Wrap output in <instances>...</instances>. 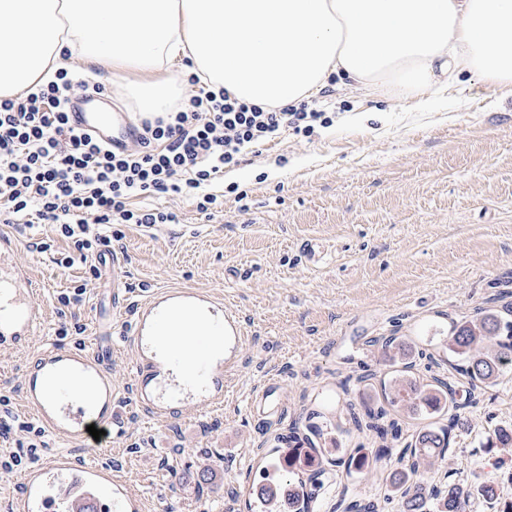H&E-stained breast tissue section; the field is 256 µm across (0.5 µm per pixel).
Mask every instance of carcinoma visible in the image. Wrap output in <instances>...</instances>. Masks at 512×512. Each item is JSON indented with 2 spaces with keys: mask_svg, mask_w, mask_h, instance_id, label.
Instances as JSON below:
<instances>
[{
  "mask_svg": "<svg viewBox=\"0 0 512 512\" xmlns=\"http://www.w3.org/2000/svg\"><path fill=\"white\" fill-rule=\"evenodd\" d=\"M442 352L454 359L453 368L471 385L494 387L512 370V321L508 320L506 312L495 308L484 310L476 318L457 319L451 323L448 343L442 347ZM384 391L388 404L394 409L413 415L424 412L448 417L446 427L422 428L400 453L407 464L389 477L391 496L400 504V512H467L471 498L477 495L493 508L502 505L500 512H512V501L501 503L499 488L505 464L501 456L494 460L489 477L476 490L455 482L437 485L428 481L429 471L440 467L446 457L452 433L471 429V422L465 415L470 400L454 399L453 386L443 379L422 384L407 373L393 376L384 385ZM349 414L354 425L376 430L383 440L388 436V428H398L394 420L387 428L379 424L388 416L382 406L363 413L352 406ZM485 445L511 453L512 426L494 427L486 434ZM326 453L325 448L310 449L300 469L288 477V512H311L312 487L319 484L316 467Z\"/></svg>",
  "mask_w": 512,
  "mask_h": 512,
  "instance_id": "carcinoma-1",
  "label": "carcinoma"
}]
</instances>
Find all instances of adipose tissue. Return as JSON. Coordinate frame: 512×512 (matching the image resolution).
Returning a JSON list of instances; mask_svg holds the SVG:
<instances>
[{
	"mask_svg": "<svg viewBox=\"0 0 512 512\" xmlns=\"http://www.w3.org/2000/svg\"><path fill=\"white\" fill-rule=\"evenodd\" d=\"M108 65L137 111L184 91L178 63L263 106L337 76L421 97L463 75L512 85V0H0V98L50 80L63 53Z\"/></svg>",
	"mask_w": 512,
	"mask_h": 512,
	"instance_id": "1",
	"label": "adipose tissue"
}]
</instances>
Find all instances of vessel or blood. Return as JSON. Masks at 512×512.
Here are the masks:
<instances>
[{
  "instance_id": "vessel-or-blood-1",
  "label": "vessel or blood",
  "mask_w": 512,
  "mask_h": 512,
  "mask_svg": "<svg viewBox=\"0 0 512 512\" xmlns=\"http://www.w3.org/2000/svg\"><path fill=\"white\" fill-rule=\"evenodd\" d=\"M70 117L115 152L138 135V117L113 111L100 95L74 99ZM15 253L14 239L0 236V349L26 352L23 406L44 429L51 449L23 471L14 512H142L139 493L77 453L91 439L88 426L109 435L121 429L108 355L96 338L81 347L47 338L41 291ZM242 334L238 313L221 295L185 288L152 292L136 304L123 340L137 409L155 422L207 411L224 397V375ZM255 400L268 414L284 413L278 381L265 383Z\"/></svg>"
}]
</instances>
